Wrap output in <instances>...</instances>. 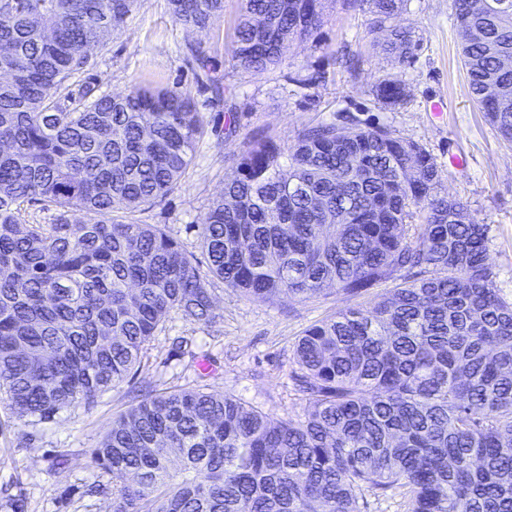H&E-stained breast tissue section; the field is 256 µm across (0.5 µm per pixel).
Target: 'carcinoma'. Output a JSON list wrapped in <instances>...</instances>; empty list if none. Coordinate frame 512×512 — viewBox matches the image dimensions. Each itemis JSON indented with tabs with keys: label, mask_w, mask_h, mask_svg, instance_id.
<instances>
[{
	"label": "carcinoma",
	"mask_w": 512,
	"mask_h": 512,
	"mask_svg": "<svg viewBox=\"0 0 512 512\" xmlns=\"http://www.w3.org/2000/svg\"><path fill=\"white\" fill-rule=\"evenodd\" d=\"M137 2L0 0V392L28 422L94 406L170 311L213 320L195 255L131 219L191 165L206 133L193 99L66 85ZM406 2L359 0L402 62L419 48L394 23ZM168 5L200 34L187 55L209 70L224 0ZM333 5L241 0L232 60L252 74L281 65ZM454 16L469 93L512 143V0H454ZM374 94L396 107L407 86L391 76ZM440 184L426 148L350 112L286 149L253 137L198 225L211 276L258 301L393 287L298 339L302 420L202 388L145 392L92 451L112 512H366L367 492H398L408 512H512V301L487 262V226ZM28 201L54 208L53 222L26 218Z\"/></svg>",
	"instance_id": "1"
}]
</instances>
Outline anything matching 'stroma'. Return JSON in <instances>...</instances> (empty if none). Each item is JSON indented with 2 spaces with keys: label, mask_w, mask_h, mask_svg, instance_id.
<instances>
[{
  "label": "stroma",
  "mask_w": 512,
  "mask_h": 512,
  "mask_svg": "<svg viewBox=\"0 0 512 512\" xmlns=\"http://www.w3.org/2000/svg\"><path fill=\"white\" fill-rule=\"evenodd\" d=\"M239 6L240 0H224L212 21L211 73L188 61L186 45L196 35L173 21L167 0H138L121 29L90 51L70 79L74 85L92 80L98 93L108 95L135 84L184 90L204 116L207 133L179 187L161 204L135 213V221L166 225L187 251L198 252V226L248 139L264 133L285 148L305 125L345 110L386 125L435 157L443 190L487 225L496 286L512 298V144L499 137L468 93L453 0H408L403 19L413 23L421 42L410 62L399 64L373 50L370 14L357 0H338L314 39L289 46L286 61L260 75L231 60ZM390 74L401 75L408 88L406 103L392 110L373 96ZM213 78L224 87L226 103L219 107L210 102ZM438 101L444 104L439 119L430 110ZM455 155L464 157V165L452 164ZM211 286L213 321L171 311L133 374L94 407L78 406L34 426L0 396V512H112V478L94 464L90 450L130 408L137 386L158 392L201 387L277 419L304 418L308 403L290 378L298 338L345 307L371 306L386 291L379 285L350 297L331 286L309 299L284 295L265 303L217 280ZM177 336L188 340L185 350H173Z\"/></svg>",
  "instance_id": "35a3bbf8"
}]
</instances>
